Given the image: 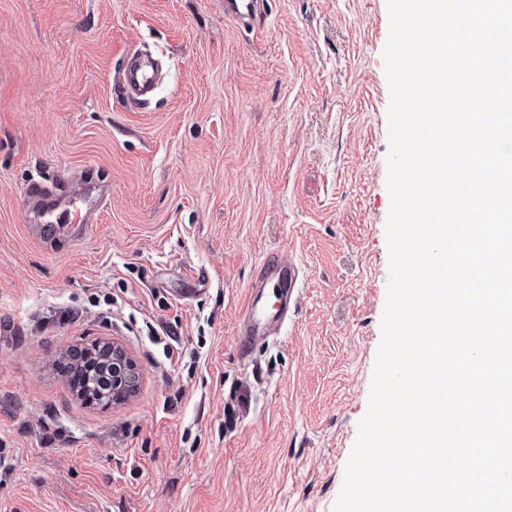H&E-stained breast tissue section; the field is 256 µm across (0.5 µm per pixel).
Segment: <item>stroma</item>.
Instances as JSON below:
<instances>
[{"label":"stroma","mask_w":512,"mask_h":512,"mask_svg":"<svg viewBox=\"0 0 512 512\" xmlns=\"http://www.w3.org/2000/svg\"><path fill=\"white\" fill-rule=\"evenodd\" d=\"M388 34L386 0H264L250 30L224 0H0V512H333L387 294ZM57 182L58 223L94 216L43 239L28 190ZM272 255L302 285L243 354ZM95 341L139 368L120 404L56 367ZM155 69L149 59L132 61L123 72V86L140 93L151 89L155 83ZM285 319L276 305L268 307L261 293H251L245 304V320L238 332V345L246 349L258 337L268 336L280 329Z\"/></svg>","instance_id":"1"}]
</instances>
